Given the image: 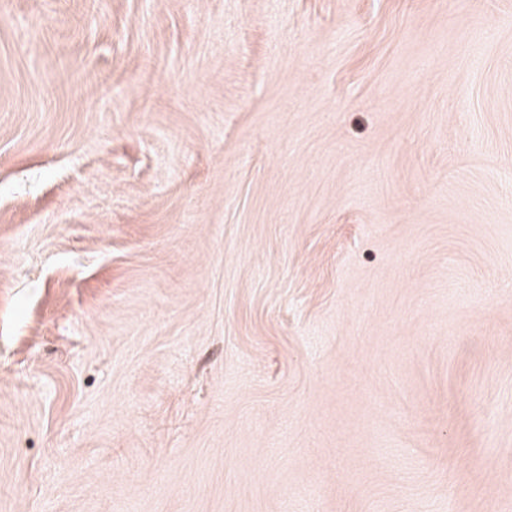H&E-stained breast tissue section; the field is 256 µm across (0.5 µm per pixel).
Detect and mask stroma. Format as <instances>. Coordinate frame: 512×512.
<instances>
[{
	"label": "stroma",
	"mask_w": 512,
	"mask_h": 512,
	"mask_svg": "<svg viewBox=\"0 0 512 512\" xmlns=\"http://www.w3.org/2000/svg\"><path fill=\"white\" fill-rule=\"evenodd\" d=\"M0 512H512V0H0Z\"/></svg>",
	"instance_id": "1"
}]
</instances>
